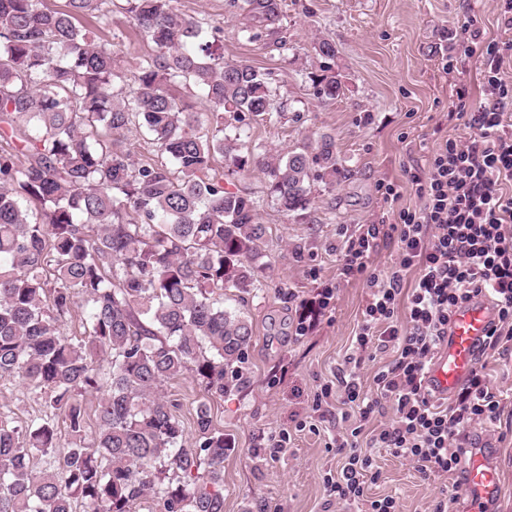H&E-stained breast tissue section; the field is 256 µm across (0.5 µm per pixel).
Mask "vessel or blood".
<instances>
[{"instance_id": "vessel-or-blood-1", "label": "vessel or blood", "mask_w": 512, "mask_h": 512, "mask_svg": "<svg viewBox=\"0 0 512 512\" xmlns=\"http://www.w3.org/2000/svg\"><path fill=\"white\" fill-rule=\"evenodd\" d=\"M494 311L489 300L476 299L454 313L448 336L433 362L428 384L435 395L446 398L460 388L476 365V350L484 340ZM463 484L469 512H488L501 491L500 477L484 452L473 451L464 466Z\"/></svg>"}]
</instances>
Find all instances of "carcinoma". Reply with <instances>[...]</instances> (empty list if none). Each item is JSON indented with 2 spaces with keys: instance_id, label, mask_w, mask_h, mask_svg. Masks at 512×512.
<instances>
[{
  "instance_id": "1",
  "label": "carcinoma",
  "mask_w": 512,
  "mask_h": 512,
  "mask_svg": "<svg viewBox=\"0 0 512 512\" xmlns=\"http://www.w3.org/2000/svg\"><path fill=\"white\" fill-rule=\"evenodd\" d=\"M41 2L0 0V379L43 396L52 418L24 431L0 420V512H134L146 497L157 512H224V432L203 402L199 447H186L162 393L192 370L224 394V367L253 336L224 309V291L247 289L269 265L256 202L224 188L215 156L233 175L260 169L282 211L296 213L315 182L336 181L333 141L266 154L249 135L280 114L266 78L224 61L223 30L181 16L177 0ZM232 3L242 31L278 32L283 0ZM117 9L154 45L130 75L96 41ZM315 49L328 63L311 81L331 102L343 93L336 47ZM183 84L208 103L207 120L170 93ZM138 130L162 160L131 158L125 142ZM80 303L87 339L75 342L62 326ZM56 417L70 442L37 471L34 453L58 448Z\"/></svg>"
}]
</instances>
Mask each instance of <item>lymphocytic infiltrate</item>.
<instances>
[{
  "instance_id": "f902f5d3",
  "label": "lymphocytic infiltrate",
  "mask_w": 512,
  "mask_h": 512,
  "mask_svg": "<svg viewBox=\"0 0 512 512\" xmlns=\"http://www.w3.org/2000/svg\"><path fill=\"white\" fill-rule=\"evenodd\" d=\"M502 35L485 39L475 23L465 27L464 56L480 63L484 98L468 107L469 91L457 87L458 108L468 109L469 141L446 139L427 159L424 174L409 181L421 205L400 211L393 224H361L345 241L338 277H365L370 290L353 342L355 355L394 348L395 357L374 376L375 395L363 392L357 374L340 379L337 389L322 387L344 404L349 425L336 453L343 463L324 480L330 498L351 505L363 500L373 465L371 449H387L420 472H460L466 454L456 432L474 423L492 424L500 415L497 395L487 380L486 360L512 349V82L503 67L512 62V0H495ZM396 239L398 261L387 272L370 270L380 237ZM412 288H404L407 272ZM490 297L494 320L477 363L447 406L434 403L426 375L448 335L452 316L463 304ZM407 323H399V310ZM392 401L395 417L375 429L370 451L358 446L365 424L382 401Z\"/></svg>"
}]
</instances>
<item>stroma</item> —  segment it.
Wrapping results in <instances>:
<instances>
[{
	"label": "stroma",
	"instance_id": "obj_1",
	"mask_svg": "<svg viewBox=\"0 0 512 512\" xmlns=\"http://www.w3.org/2000/svg\"><path fill=\"white\" fill-rule=\"evenodd\" d=\"M181 14L209 20L224 30V58L267 73L278 102L277 120L254 126L253 140L268 151L295 147L320 135L331 136L339 171L332 185L316 183L309 208L281 211L262 172L240 178L226 174L225 188L249 192L260 222L268 228L269 268L258 273L249 292L224 300L243 313L254 335L241 369H226L223 395H208L192 371L164 384L166 397L196 439L195 409L207 401L212 424L223 430L230 448L224 456V512H366V503L329 502L326 474L341 466L336 440L345 425L335 414V397L320 398L323 385L337 374L356 371L364 392L392 358L369 351L358 368L346 357L369 298L365 278L337 280V259L345 240L360 224H392L401 209L418 204L409 176L426 166L428 150L449 138L468 140L474 131L450 115L455 82L467 84L479 99L481 76L476 59L458 76L441 68V52L457 46L470 15L480 18L486 37L500 27L490 0H285L277 36L255 28L241 31L243 18L228 0H178ZM119 33L116 64L136 70L154 47L122 14L112 17L110 42ZM282 38L283 47L274 45ZM328 38L336 46L335 65L345 90L333 103L320 101L310 80L322 59L314 45ZM390 182L399 195L388 201L379 185ZM332 288L328 309H320L323 288ZM305 319L306 335L295 333ZM490 385L501 399L493 426L476 424L458 436L467 448H483L498 468L502 490L493 512H512V355L489 358ZM326 416L315 412V405ZM43 398L15 381H0V420L23 429L46 418ZM287 435L284 452L274 440ZM374 480L368 500L395 497L401 512H430L441 496L455 497L456 512H467L462 485L451 476L421 474L410 462L383 448L371 451Z\"/></svg>",
	"mask_w": 512,
	"mask_h": 512
}]
</instances>
